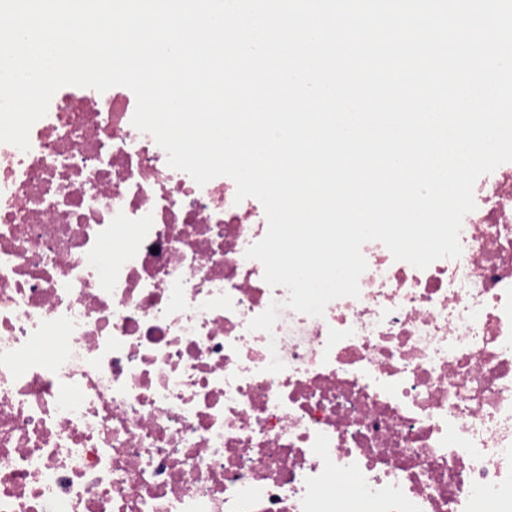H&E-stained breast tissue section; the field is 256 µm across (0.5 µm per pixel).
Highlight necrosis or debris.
<instances>
[{
    "mask_svg": "<svg viewBox=\"0 0 512 512\" xmlns=\"http://www.w3.org/2000/svg\"><path fill=\"white\" fill-rule=\"evenodd\" d=\"M135 108L65 86L0 143V512H351L348 479L361 512H512V162L458 258L367 242L317 318L245 256L262 203L170 168Z\"/></svg>",
    "mask_w": 512,
    "mask_h": 512,
    "instance_id": "4bbe7bcc",
    "label": "necrosis or debris"
}]
</instances>
